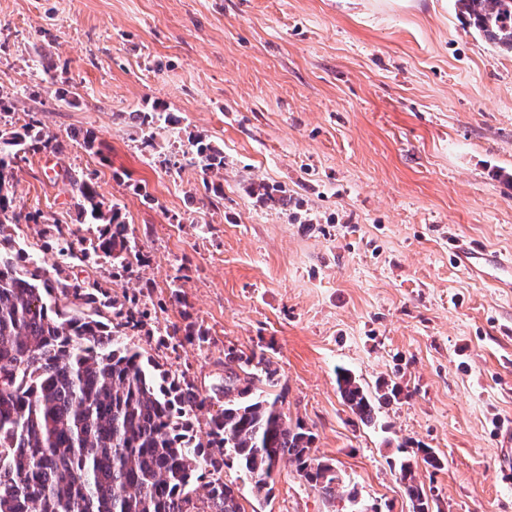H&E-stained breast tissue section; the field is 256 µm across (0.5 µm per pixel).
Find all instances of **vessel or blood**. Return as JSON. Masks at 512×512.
<instances>
[{
    "label": "vessel or blood",
    "instance_id": "b4317fda",
    "mask_svg": "<svg viewBox=\"0 0 512 512\" xmlns=\"http://www.w3.org/2000/svg\"><path fill=\"white\" fill-rule=\"evenodd\" d=\"M449 254L463 276L502 293L512 291V255L456 240L450 241Z\"/></svg>",
    "mask_w": 512,
    "mask_h": 512
}]
</instances>
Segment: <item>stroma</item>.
Masks as SVG:
<instances>
[{"label":"stroma","mask_w":512,"mask_h":512,"mask_svg":"<svg viewBox=\"0 0 512 512\" xmlns=\"http://www.w3.org/2000/svg\"><path fill=\"white\" fill-rule=\"evenodd\" d=\"M67 100H60V92ZM0 96L8 121L37 113L71 145L28 154L17 211L78 221L69 173L95 175L143 256L133 274L71 265L73 277L152 281L156 325L189 322L209 344L144 350L209 389L226 347L264 351L283 410L316 434L343 479L335 498L288 461L245 512H410L400 445L442 461L418 477L442 512H512L497 424L512 419V295L468 280L448 242L512 251V53L460 17L456 0H0ZM176 114L152 145L126 118ZM203 137L224 153L223 198L176 152ZM281 191L271 207L256 187ZM183 273L184 305L168 303ZM402 392L363 424L337 367Z\"/></svg>","instance_id":"stroma-1"}]
</instances>
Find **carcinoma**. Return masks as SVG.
<instances>
[{"label": "carcinoma", "mask_w": 512, "mask_h": 512, "mask_svg": "<svg viewBox=\"0 0 512 512\" xmlns=\"http://www.w3.org/2000/svg\"><path fill=\"white\" fill-rule=\"evenodd\" d=\"M461 13L489 41L512 51V0H457ZM129 119L139 126H175L171 112ZM40 121L0 131V512H245L240 488L224 482V451L234 454L252 493L267 498L283 459L311 487L331 498L342 482L335 465L312 453L315 435L283 411L277 368L265 353L224 350V377L202 391L185 372L163 368L129 341L156 340L173 352L184 343L202 347L208 334L173 323L155 334L152 309L112 294L97 280L69 279L74 257L86 265L103 258L113 273L141 262L133 232L116 204L103 210L93 174L69 177L84 224H101L86 237L81 228L48 224L42 248L67 260L45 268L15 227L39 224V214L18 213L10 191L20 154L62 153L68 143L45 136ZM200 168L205 191L223 194L208 174L224 168V155L198 138L183 152ZM344 403L364 424L398 395H374L356 376L336 368ZM219 403L195 433L196 412ZM442 466L430 448H412L400 462V480L412 512H440L417 479L419 463ZM207 480L206 494L195 483Z\"/></svg>", "instance_id": "1"}]
</instances>
